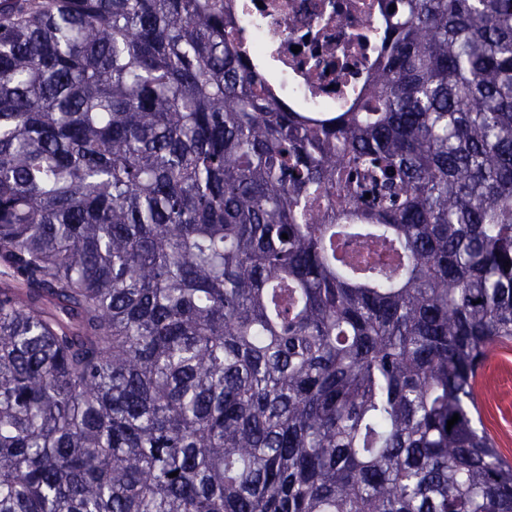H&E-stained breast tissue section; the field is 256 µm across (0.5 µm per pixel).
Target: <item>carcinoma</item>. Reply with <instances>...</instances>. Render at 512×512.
Masks as SVG:
<instances>
[{
	"instance_id": "cac0c4a2",
	"label": "carcinoma",
	"mask_w": 512,
	"mask_h": 512,
	"mask_svg": "<svg viewBox=\"0 0 512 512\" xmlns=\"http://www.w3.org/2000/svg\"><path fill=\"white\" fill-rule=\"evenodd\" d=\"M378 7L319 113L224 0H0V512H512V0ZM495 352L477 384L481 426L499 452L512 462V344Z\"/></svg>"
}]
</instances>
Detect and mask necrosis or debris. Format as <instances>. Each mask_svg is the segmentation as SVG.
<instances>
[{
  "label": "necrosis or debris",
  "instance_id": "obj_1",
  "mask_svg": "<svg viewBox=\"0 0 512 512\" xmlns=\"http://www.w3.org/2000/svg\"><path fill=\"white\" fill-rule=\"evenodd\" d=\"M226 7L285 107L337 112L358 101L385 26L377 0H226Z\"/></svg>",
  "mask_w": 512,
  "mask_h": 512
}]
</instances>
